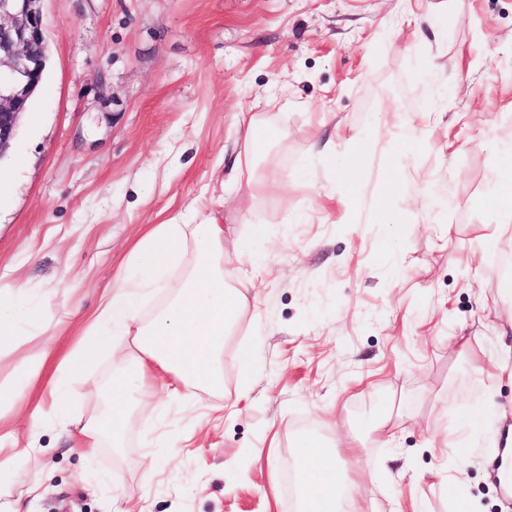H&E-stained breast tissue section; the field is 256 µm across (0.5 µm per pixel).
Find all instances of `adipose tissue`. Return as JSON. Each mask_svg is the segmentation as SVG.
I'll return each mask as SVG.
<instances>
[{"label":"adipose tissue","mask_w":512,"mask_h":512,"mask_svg":"<svg viewBox=\"0 0 512 512\" xmlns=\"http://www.w3.org/2000/svg\"><path fill=\"white\" fill-rule=\"evenodd\" d=\"M269 133L264 114H252L235 163L238 180L247 185L258 183L256 162ZM231 234V226L221 223L216 212L202 209L194 210L189 222L173 218L153 225L132 247L114 285L103 292L75 342L56 357L43 350L23 359L12 381L0 383V418L28 397L49 363L54 366L52 404L47 410L35 406L29 423L34 426L48 418L61 432L78 429L82 446L91 451L106 445L123 447L132 417L158 413V406L148 399V390L158 379L172 377L189 392L223 394L224 349L248 307L247 297L228 279L224 267L225 243ZM52 299L51 292L24 286L0 290V352H15L41 335L39 313ZM116 336L125 345L112 362L103 408L95 418L79 422L69 410L72 380L93 371L100 353L111 349ZM459 351L487 381L484 402L469 408L464 421L465 430L477 434L497 410L492 392L502 377L512 378V364L485 365L466 337ZM303 441L312 454L298 462L302 512H364L355 480L336 461L337 449L356 451L360 439L337 438L333 451L322 448L318 435H305Z\"/></svg>","instance_id":"obj_1"}]
</instances>
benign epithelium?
<instances>
[{"label": "benign epithelium", "instance_id": "1", "mask_svg": "<svg viewBox=\"0 0 512 512\" xmlns=\"http://www.w3.org/2000/svg\"><path fill=\"white\" fill-rule=\"evenodd\" d=\"M42 0H0V160L13 146L48 60Z\"/></svg>", "mask_w": 512, "mask_h": 512}]
</instances>
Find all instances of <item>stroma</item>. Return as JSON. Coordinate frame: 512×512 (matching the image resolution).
Listing matches in <instances>:
<instances>
[{"instance_id":"1","label":"stroma","mask_w":512,"mask_h":512,"mask_svg":"<svg viewBox=\"0 0 512 512\" xmlns=\"http://www.w3.org/2000/svg\"><path fill=\"white\" fill-rule=\"evenodd\" d=\"M44 79L0 160V289L55 295L43 334L0 356L66 349L150 225L212 209L238 226L226 268L264 224L254 307L224 350V394L169 400L125 447L83 456L49 422L6 419L40 453L0 480L24 512H294L301 435L364 431L394 407L388 446L345 458L373 512H512L495 459L512 416L465 449L431 448L479 398L454 340L487 356L512 335V224L493 182L512 129V0H43ZM285 135L236 182L242 116ZM450 226L452 242L438 238ZM493 232L491 243L482 236ZM254 356L240 381L236 356ZM171 458L140 465L143 429ZM462 467L458 494L429 478Z\"/></svg>"}]
</instances>
